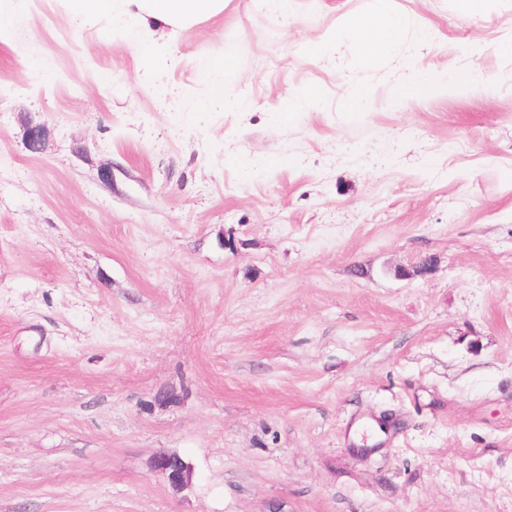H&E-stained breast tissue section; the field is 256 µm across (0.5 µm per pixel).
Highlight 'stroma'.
Listing matches in <instances>:
<instances>
[{"instance_id":"obj_1","label":"stroma","mask_w":512,"mask_h":512,"mask_svg":"<svg viewBox=\"0 0 512 512\" xmlns=\"http://www.w3.org/2000/svg\"><path fill=\"white\" fill-rule=\"evenodd\" d=\"M384 7L0 0V512H512V0ZM142 2L140 20L148 26V19L169 25L183 24L200 15L217 14L222 0H137ZM408 26V18L389 13L380 6L347 23L349 34L366 59H373L383 48L398 41ZM151 467L165 474L170 484L177 490L191 486L193 470L188 462L177 454H160L153 458Z\"/></svg>"}]
</instances>
